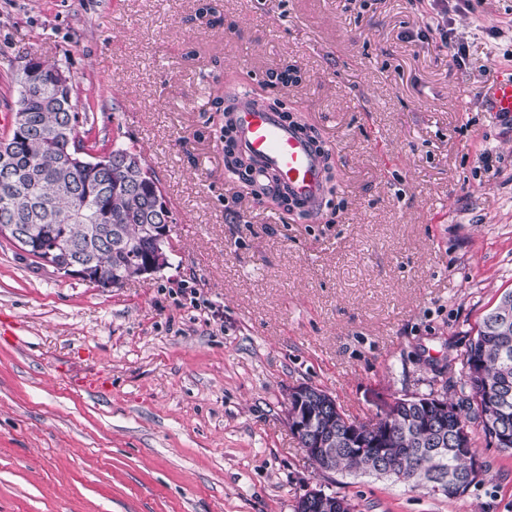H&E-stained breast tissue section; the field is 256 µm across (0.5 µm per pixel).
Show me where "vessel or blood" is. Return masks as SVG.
I'll list each match as a JSON object with an SVG mask.
<instances>
[{"label":"vessel or blood","mask_w":512,"mask_h":512,"mask_svg":"<svg viewBox=\"0 0 512 512\" xmlns=\"http://www.w3.org/2000/svg\"><path fill=\"white\" fill-rule=\"evenodd\" d=\"M492 111L512 114V74L499 77L488 98ZM236 131L238 149L261 160L249 174L252 183H267L268 195L287 189L295 203L318 210L325 196V157L297 124L282 113L254 104L248 94L236 95L227 114Z\"/></svg>","instance_id":"1"}]
</instances>
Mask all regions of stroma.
Wrapping results in <instances>:
<instances>
[{
  "label": "stroma",
  "instance_id": "obj_1",
  "mask_svg": "<svg viewBox=\"0 0 512 512\" xmlns=\"http://www.w3.org/2000/svg\"><path fill=\"white\" fill-rule=\"evenodd\" d=\"M0 0V113L38 56L70 72L97 152L140 151L173 207L168 264L114 288L0 239V512H512V451L462 496L318 471L287 422L312 384L350 419L465 392L512 291V0ZM436 18L453 57L422 37ZM301 80L272 81L283 64ZM260 89L319 142V212L227 173L211 101ZM488 105L493 112L512 116V74L498 78L488 98Z\"/></svg>",
  "mask_w": 512,
  "mask_h": 512
}]
</instances>
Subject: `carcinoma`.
I'll return each instance as SVG.
<instances>
[{"label": "carcinoma", "mask_w": 512, "mask_h": 512, "mask_svg": "<svg viewBox=\"0 0 512 512\" xmlns=\"http://www.w3.org/2000/svg\"><path fill=\"white\" fill-rule=\"evenodd\" d=\"M58 69L42 62L20 101L29 131L13 151L9 175L0 173V225L23 224L36 237L51 233L58 259L82 260L100 277L122 284L138 275L141 259L153 248L150 228L162 222L154 209L162 189L141 155L127 149L112 150L110 167L94 173L69 163L63 133L88 117H79L74 89H57ZM271 77L283 85L300 81L288 64ZM463 369L471 394L448 399L453 412L396 404L367 424L346 418L332 395L311 385L300 447L328 439L335 471L383 470L414 488L461 496L479 459L472 426L497 447L512 450V291L484 318Z\"/></svg>", "instance_id": "1"}]
</instances>
